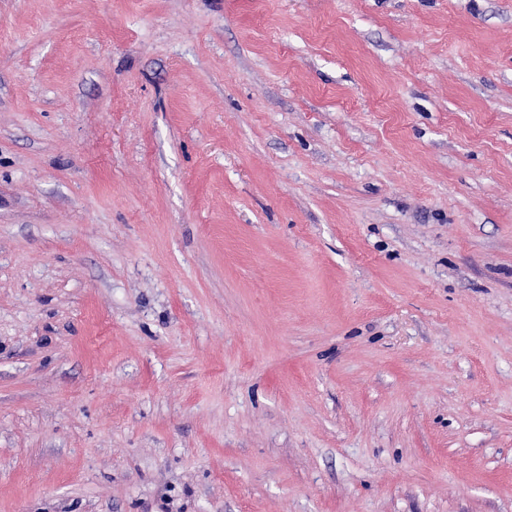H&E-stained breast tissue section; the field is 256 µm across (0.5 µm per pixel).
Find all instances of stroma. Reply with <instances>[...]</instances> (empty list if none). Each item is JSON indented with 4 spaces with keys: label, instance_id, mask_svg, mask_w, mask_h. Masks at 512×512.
I'll list each match as a JSON object with an SVG mask.
<instances>
[{
    "label": "stroma",
    "instance_id": "35a3bbf8",
    "mask_svg": "<svg viewBox=\"0 0 512 512\" xmlns=\"http://www.w3.org/2000/svg\"><path fill=\"white\" fill-rule=\"evenodd\" d=\"M0 512H512V0H0Z\"/></svg>",
    "mask_w": 512,
    "mask_h": 512
}]
</instances>
